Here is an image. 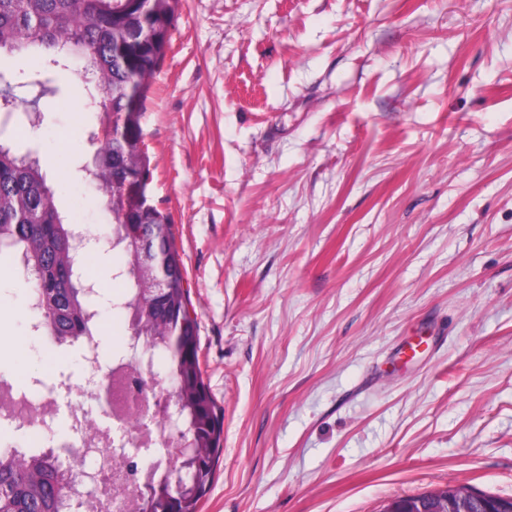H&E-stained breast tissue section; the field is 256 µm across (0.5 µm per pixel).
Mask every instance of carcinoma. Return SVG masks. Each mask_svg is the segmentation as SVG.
<instances>
[{"label":"carcinoma","mask_w":512,"mask_h":512,"mask_svg":"<svg viewBox=\"0 0 512 512\" xmlns=\"http://www.w3.org/2000/svg\"><path fill=\"white\" fill-rule=\"evenodd\" d=\"M134 0H0V50L28 55L32 61L30 85L41 93L58 91L42 79L46 67L60 57L85 60L100 99L102 118L90 135L96 146L89 171L103 188L105 205L112 213L109 234L116 236L127 224L142 232L147 251L166 255L172 263L169 292L160 298L138 288L152 269L139 259L128 243L119 250L126 271L121 274L128 292L115 307L130 311L136 303L134 324L139 342L155 357L165 360L173 391L181 406V423L188 439L200 449L196 491L187 497L176 489L191 474L160 480L153 486L155 502L148 511L131 500V512H198L214 480L224 433V412L204 382L199 360V324L188 316L190 291L184 288L185 269L175 243L172 219L152 203L148 185L152 171L141 118L151 80L161 69L170 47L179 0H147L144 13L131 7ZM37 100L14 93L0 72V112L22 114L39 122ZM122 122L128 136L120 148L112 144V124ZM74 228L55 204V190L48 184L32 152L18 153L12 143L0 141V251L14 250L27 274V294L34 314L44 322L67 316L69 343L94 338V304L73 286L84 277L83 258H75ZM182 322L177 346L167 336L165 320ZM76 478L59 462L55 449L15 446L0 448V512H67L56 495V486ZM453 487L415 496L425 512H436ZM460 512H483L486 494L468 495L458 501Z\"/></svg>","instance_id":"carcinoma-1"}]
</instances>
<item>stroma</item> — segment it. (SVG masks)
<instances>
[{"label": "stroma", "mask_w": 512, "mask_h": 512, "mask_svg": "<svg viewBox=\"0 0 512 512\" xmlns=\"http://www.w3.org/2000/svg\"><path fill=\"white\" fill-rule=\"evenodd\" d=\"M68 66L61 98L16 90L39 127L0 112V132L34 147L62 214L104 226L81 170L98 106ZM142 129L224 410L200 512L512 497V0H181ZM95 261L91 369L32 331L0 256V383L65 372L97 429L131 352L122 255Z\"/></svg>", "instance_id": "obj_1"}]
</instances>
